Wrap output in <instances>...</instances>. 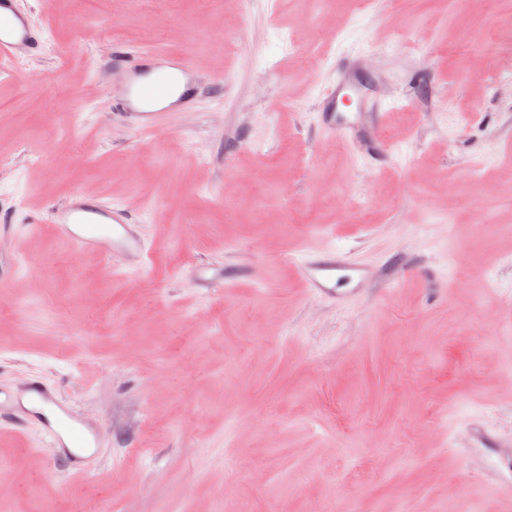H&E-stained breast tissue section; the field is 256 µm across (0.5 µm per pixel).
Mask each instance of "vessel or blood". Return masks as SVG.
I'll list each match as a JSON object with an SVG mask.
<instances>
[{"instance_id": "b4317fda", "label": "vessel or blood", "mask_w": 512, "mask_h": 512, "mask_svg": "<svg viewBox=\"0 0 512 512\" xmlns=\"http://www.w3.org/2000/svg\"><path fill=\"white\" fill-rule=\"evenodd\" d=\"M46 40V32L29 24L17 10L15 0H0V70L14 69L18 52L38 53ZM153 62L170 64L186 76L192 73L187 60L165 50H156L135 62L124 63L125 87L115 105L140 131L150 130L157 116L156 111L141 110V103L157 100L169 90L168 83L149 81L148 66ZM50 222L54 234L77 252H96L106 258L117 252L127 256L134 265L146 263L139 227L124 207L97 200L90 202L85 196L74 193L64 206L51 212ZM283 260L296 266L310 294L335 298L336 274L346 268L343 256L333 250L309 246L296 256L284 254ZM189 276L201 288L225 285L224 270L219 266L198 263L190 268ZM22 405L26 406L28 415L41 424L53 447L84 451L97 447L96 431L75 417L63 405L57 391L44 382L32 378L18 390H0V415Z\"/></svg>"}]
</instances>
